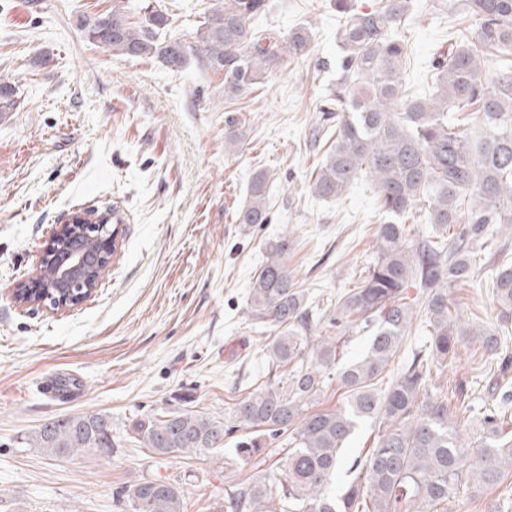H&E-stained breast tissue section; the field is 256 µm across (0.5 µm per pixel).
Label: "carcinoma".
Listing matches in <instances>:
<instances>
[{
  "instance_id": "1",
  "label": "carcinoma",
  "mask_w": 512,
  "mask_h": 512,
  "mask_svg": "<svg viewBox=\"0 0 512 512\" xmlns=\"http://www.w3.org/2000/svg\"><path fill=\"white\" fill-rule=\"evenodd\" d=\"M269 0H222L198 29L193 52L205 66L224 72V96L233 99L288 59L308 55L311 37L299 28L286 36L252 27ZM342 14L336 31L341 76L319 107L312 138H329L310 191L323 200L341 198L365 173L377 188L382 222L375 230L376 257L361 286L337 300L332 314L311 302L288 267V238L266 243L267 256L255 273L248 302L254 323L278 329L266 346L271 366L290 365L285 380L240 398L232 417L249 435L237 441L244 463L262 459L271 441L288 434L279 475L256 472L224 488L225 512H448V500L503 483L512 474V351L505 345L512 323V259L508 242L488 253L495 267L492 293L502 326L477 328L452 315L448 289L475 275L476 254L493 232L512 236V0H453L452 14L469 25L455 29L448 49L428 65L434 92L419 96L403 81L407 44L404 23L411 0H379L360 10L335 0ZM131 6L83 24L86 38L113 54L156 57L180 72L188 49L161 38L169 16L160 9L131 19ZM478 121L481 143L472 140ZM268 174H252L248 200L236 214L240 224L270 221ZM423 213L431 233L413 250L400 219ZM423 298L421 321L429 327L386 386L380 376L393 363L410 332L414 312L408 284ZM334 336H314L323 318ZM371 326L369 346L357 362L336 368L337 348L347 331ZM479 340L496 363L488 377L492 406L475 408L470 381L459 379L456 395L465 410H477L479 432L462 442L448 399L433 373L461 344ZM310 360L302 367L300 362ZM336 370L346 388L344 405L323 412L311 407L323 393L326 374ZM185 407L159 416L134 418L130 431L157 456L219 451L233 426ZM378 423L377 441L353 458L350 479L331 494L345 448L358 424ZM111 419L103 413L65 415L42 424L29 444L64 458L92 451L112 455ZM130 512H183L177 483L143 480L127 490Z\"/></svg>"
}]
</instances>
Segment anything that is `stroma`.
Returning <instances> with one entry per match:
<instances>
[{
	"mask_svg": "<svg viewBox=\"0 0 512 512\" xmlns=\"http://www.w3.org/2000/svg\"><path fill=\"white\" fill-rule=\"evenodd\" d=\"M172 17L167 37L194 45L213 0H155ZM260 24L312 32L302 61L286 62L244 95L224 97V74L189 58L174 73L90 43L82 20L113 0H0V80L14 93L0 119V512H128V488L179 483L184 512H224V488L274 458L242 463L221 452L159 457L129 435L133 417L182 408L228 419L234 403L274 380L248 290L265 244L287 236L288 266L316 300L357 286L375 258L376 188L360 177L338 200L309 184L325 152L310 145L318 106L335 86L333 0H269ZM448 0H413L405 28L409 82L464 20ZM240 147L225 145L229 129ZM269 175L271 220L245 230L235 214L255 170ZM96 208L127 224L122 254L87 301L29 308L14 293L33 277L44 245L70 215ZM479 263L451 289V311L497 327L499 309ZM84 382L75 400L48 396L56 374ZM110 415L119 448L54 460L24 436L63 415Z\"/></svg>",
	"mask_w": 512,
	"mask_h": 512,
	"instance_id": "1",
	"label": "stroma"
}]
</instances>
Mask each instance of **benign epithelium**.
Wrapping results in <instances>:
<instances>
[{
  "mask_svg": "<svg viewBox=\"0 0 512 512\" xmlns=\"http://www.w3.org/2000/svg\"><path fill=\"white\" fill-rule=\"evenodd\" d=\"M97 231L102 240V250L95 255H87L67 247L71 234L85 229ZM112 230L106 217H91L75 214L65 225L64 234L57 239L55 253L48 261L53 268V278L49 281L36 278L38 287H24L16 292L18 302L33 306L35 301L52 300L55 309H66L90 298L96 290L92 269L111 260Z\"/></svg>",
  "mask_w": 512,
  "mask_h": 512,
  "instance_id": "7a95c632",
  "label": "benign epithelium"
}]
</instances>
